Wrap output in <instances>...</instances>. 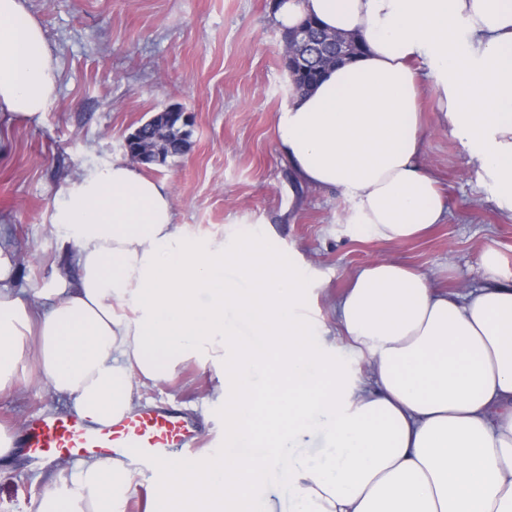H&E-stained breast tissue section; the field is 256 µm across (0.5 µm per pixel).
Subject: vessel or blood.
Segmentation results:
<instances>
[{
    "label": "vessel or blood",
    "instance_id": "obj_1",
    "mask_svg": "<svg viewBox=\"0 0 512 512\" xmlns=\"http://www.w3.org/2000/svg\"><path fill=\"white\" fill-rule=\"evenodd\" d=\"M204 440L205 431L195 416L161 402L98 422L76 413L41 414L28 421L26 433L15 437L14 445L35 463L88 455L110 462L133 460L158 487L166 481L161 462L180 459L197 464Z\"/></svg>",
    "mask_w": 512,
    "mask_h": 512
}]
</instances>
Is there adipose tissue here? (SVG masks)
Instances as JSON below:
<instances>
[{
  "label": "adipose tissue",
  "instance_id": "adipose-tissue-1",
  "mask_svg": "<svg viewBox=\"0 0 512 512\" xmlns=\"http://www.w3.org/2000/svg\"><path fill=\"white\" fill-rule=\"evenodd\" d=\"M315 20L361 52L276 113L279 151L302 184L339 191L350 223L398 242L445 223L423 162L418 110L430 91L449 133L512 218V0H278L283 29ZM58 61L25 0H0V117L40 124ZM53 222L75 247L77 281L24 295L0 258V392L35 372L77 413L133 407L138 378L182 356L224 363V436L253 456L166 462L153 512H255L261 476L280 470L293 512H512V273L492 252L483 282L440 290L392 261L360 268L336 301L339 335L314 323L316 280L259 247L186 236L172 189L117 159L69 181ZM132 317L116 315V306ZM366 363L348 369L337 336ZM320 432L330 459L287 456ZM39 512H115L131 470L90 458Z\"/></svg>",
  "mask_w": 512,
  "mask_h": 512
}]
</instances>
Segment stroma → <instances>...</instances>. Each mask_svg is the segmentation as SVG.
<instances>
[{
	"label": "stroma",
	"mask_w": 512,
	"mask_h": 512,
	"mask_svg": "<svg viewBox=\"0 0 512 512\" xmlns=\"http://www.w3.org/2000/svg\"><path fill=\"white\" fill-rule=\"evenodd\" d=\"M273 2L26 0L58 60L60 84L42 124L0 120V228L15 287L75 277L72 248L52 222L61 188L67 178L126 158L128 135L168 107L191 113L190 145L141 171L171 185L184 233L294 256L319 280L305 303L326 327H334L332 305L356 271L374 261L424 269L449 291L478 284L489 249L512 272V219L488 202L431 94L421 100L424 163L449 214L425 237L394 243L350 234L349 206L338 192L294 179L273 136L274 116L292 94ZM223 386L222 364L192 358L166 380L139 379L136 405L170 402L198 416L208 437L202 455L219 454ZM72 410L34 378L0 393V427L13 436L36 414ZM74 469L69 459L36 464L18 451L0 459V512H37L49 491L69 490Z\"/></svg>",
	"instance_id": "stroma-1"
}]
</instances>
